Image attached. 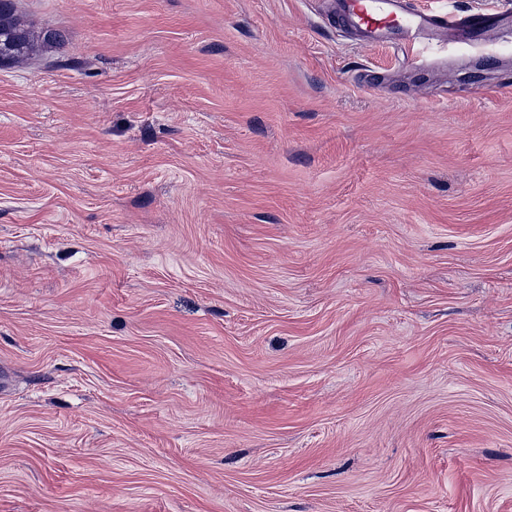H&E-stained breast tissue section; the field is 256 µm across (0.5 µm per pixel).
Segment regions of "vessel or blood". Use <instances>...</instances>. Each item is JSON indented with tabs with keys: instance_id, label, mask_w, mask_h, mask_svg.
<instances>
[{
	"instance_id": "vessel-or-blood-1",
	"label": "vessel or blood",
	"mask_w": 512,
	"mask_h": 512,
	"mask_svg": "<svg viewBox=\"0 0 512 512\" xmlns=\"http://www.w3.org/2000/svg\"><path fill=\"white\" fill-rule=\"evenodd\" d=\"M339 22L356 28L363 41L392 39L409 43L416 35L426 33L443 38L458 31L478 32L485 44H495L504 24L512 22V12L428 14L414 8L411 0H337Z\"/></svg>"
}]
</instances>
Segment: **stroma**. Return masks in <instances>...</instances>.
<instances>
[{
	"label": "stroma",
	"mask_w": 512,
	"mask_h": 512,
	"mask_svg": "<svg viewBox=\"0 0 512 512\" xmlns=\"http://www.w3.org/2000/svg\"><path fill=\"white\" fill-rule=\"evenodd\" d=\"M14 2L0 512H512V36Z\"/></svg>",
	"instance_id": "35a3bbf8"
}]
</instances>
